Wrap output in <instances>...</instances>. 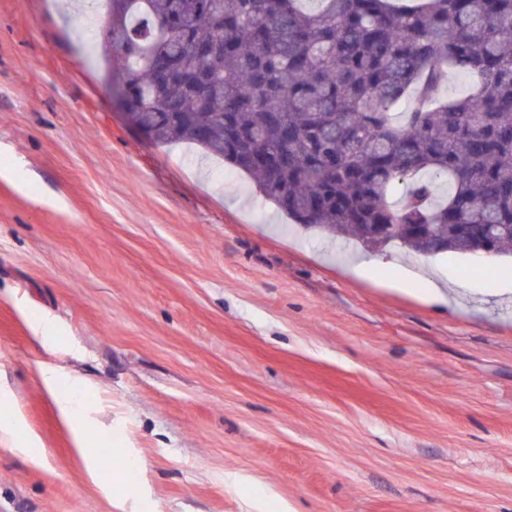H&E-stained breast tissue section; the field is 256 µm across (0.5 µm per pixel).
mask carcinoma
<instances>
[{
    "label": "carcinoma",
    "instance_id": "cac0c4a2",
    "mask_svg": "<svg viewBox=\"0 0 512 512\" xmlns=\"http://www.w3.org/2000/svg\"><path fill=\"white\" fill-rule=\"evenodd\" d=\"M105 2L109 78L156 144L367 248L512 254V0ZM450 68L475 88L446 98Z\"/></svg>",
    "mask_w": 512,
    "mask_h": 512
}]
</instances>
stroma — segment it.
<instances>
[{
    "mask_svg": "<svg viewBox=\"0 0 512 512\" xmlns=\"http://www.w3.org/2000/svg\"><path fill=\"white\" fill-rule=\"evenodd\" d=\"M100 40L59 0H0V376L42 451L0 443V512H512V259L429 258L459 283L441 302L387 287L400 250L131 126ZM72 377L111 476L60 414Z\"/></svg>",
    "mask_w": 512,
    "mask_h": 512,
    "instance_id": "1",
    "label": "stroma"
}]
</instances>
